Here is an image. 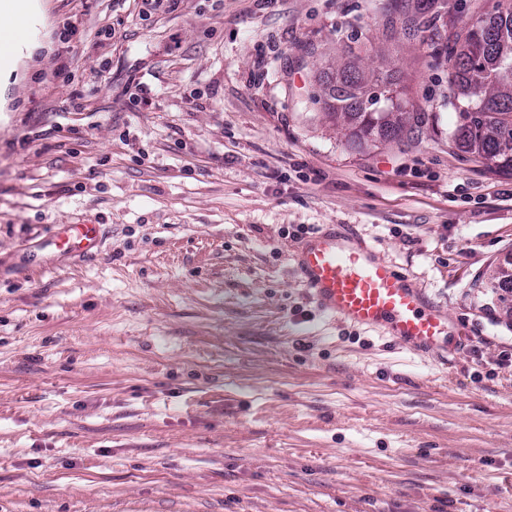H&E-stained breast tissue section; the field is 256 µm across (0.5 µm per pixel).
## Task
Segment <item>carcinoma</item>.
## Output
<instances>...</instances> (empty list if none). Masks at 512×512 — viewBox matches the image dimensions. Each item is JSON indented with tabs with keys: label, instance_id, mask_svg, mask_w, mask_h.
Segmentation results:
<instances>
[{
	"label": "carcinoma",
	"instance_id": "obj_1",
	"mask_svg": "<svg viewBox=\"0 0 512 512\" xmlns=\"http://www.w3.org/2000/svg\"><path fill=\"white\" fill-rule=\"evenodd\" d=\"M446 54L453 61L450 84L467 99L448 141L473 162L512 175V151L503 150V144L512 143V0H497L490 15L477 12L465 33L446 46ZM374 91L368 79L348 70L336 80L324 106L350 116L360 140L373 134L395 140L405 126L380 118Z\"/></svg>",
	"mask_w": 512,
	"mask_h": 512
}]
</instances>
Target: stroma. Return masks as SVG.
Here are the masks:
<instances>
[{
    "instance_id": "stroma-1",
    "label": "stroma",
    "mask_w": 512,
    "mask_h": 512,
    "mask_svg": "<svg viewBox=\"0 0 512 512\" xmlns=\"http://www.w3.org/2000/svg\"><path fill=\"white\" fill-rule=\"evenodd\" d=\"M39 5L0 80V512H512V176L448 144L471 0L412 38L392 0ZM348 61L424 122L354 146ZM292 224L401 267L448 356L322 314ZM101 226L98 224H81L76 234L66 232L57 236V247L66 252H78L80 255L89 253L97 248L101 242Z\"/></svg>"
}]
</instances>
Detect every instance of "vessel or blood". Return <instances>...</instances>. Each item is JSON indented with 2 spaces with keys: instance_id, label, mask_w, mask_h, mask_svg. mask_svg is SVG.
I'll return each mask as SVG.
<instances>
[{
  "instance_id": "vessel-or-blood-1",
  "label": "vessel or blood",
  "mask_w": 512,
  "mask_h": 512,
  "mask_svg": "<svg viewBox=\"0 0 512 512\" xmlns=\"http://www.w3.org/2000/svg\"><path fill=\"white\" fill-rule=\"evenodd\" d=\"M101 227L84 224L61 234L58 246L85 254L101 242ZM303 281L324 314L375 330L414 354H438L455 338L444 315L429 306L409 276L349 234L323 231L296 256Z\"/></svg>"
}]
</instances>
